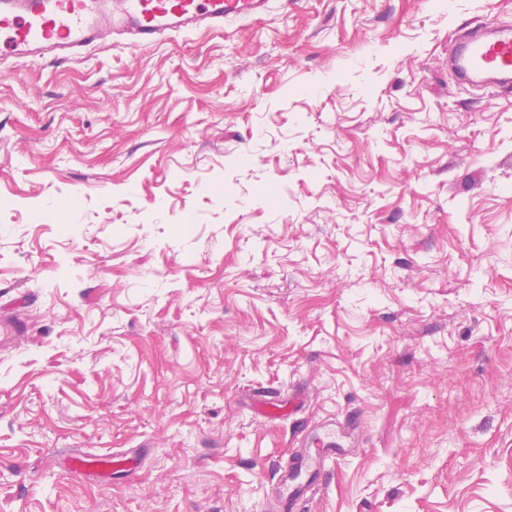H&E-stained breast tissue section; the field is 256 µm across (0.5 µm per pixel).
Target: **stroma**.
<instances>
[{
  "label": "stroma",
  "mask_w": 512,
  "mask_h": 512,
  "mask_svg": "<svg viewBox=\"0 0 512 512\" xmlns=\"http://www.w3.org/2000/svg\"><path fill=\"white\" fill-rule=\"evenodd\" d=\"M512 0H274L64 63L0 60V512H512ZM297 407L253 411L254 391ZM138 452L117 480L65 457ZM452 69L463 83L483 73L512 77V24L494 23L483 32L459 39L451 58ZM357 428L358 423L349 418L337 425L335 420H326L310 440L296 443L298 449L293 461L287 469H280L276 474L274 497L277 510L293 512L303 498L315 490L323 462L346 458L354 448L352 436Z\"/></svg>",
  "instance_id": "obj_1"
}]
</instances>
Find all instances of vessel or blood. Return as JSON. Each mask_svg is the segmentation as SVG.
I'll return each mask as SVG.
<instances>
[{
  "mask_svg": "<svg viewBox=\"0 0 512 512\" xmlns=\"http://www.w3.org/2000/svg\"><path fill=\"white\" fill-rule=\"evenodd\" d=\"M270 0H0V47L18 59L41 57L54 62L80 58L89 47L110 37L144 47L183 30H223L226 22L266 12ZM452 69L465 83L481 74L512 76V24H493L459 39ZM353 420L322 423L312 438L298 442L288 468L275 479L278 512H294L315 490L325 460H341L354 446ZM135 458L124 451L77 452L65 462L81 476L105 479L131 471Z\"/></svg>",
  "mask_w": 512,
  "mask_h": 512,
  "instance_id": "obj_1",
  "label": "vessel or blood"
}]
</instances>
